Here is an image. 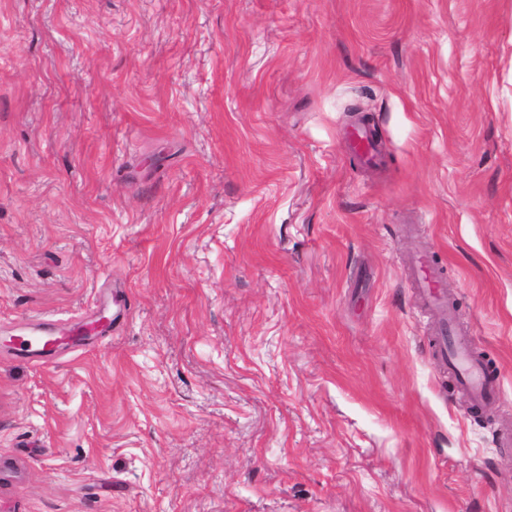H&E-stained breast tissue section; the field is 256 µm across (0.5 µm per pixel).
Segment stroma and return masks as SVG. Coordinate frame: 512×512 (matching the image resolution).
Returning <instances> with one entry per match:
<instances>
[{
    "mask_svg": "<svg viewBox=\"0 0 512 512\" xmlns=\"http://www.w3.org/2000/svg\"><path fill=\"white\" fill-rule=\"evenodd\" d=\"M0 512H512V0H0ZM352 145L356 155L367 163H374L379 156L376 142L363 128H357L353 133ZM413 283L423 304L438 315L441 334L435 343L436 352L448 365L460 387L473 406L493 405L500 392V380L479 359L473 350L468 333L456 325L455 314L441 288V275L431 266V259L420 254L413 259ZM15 350L22 354L38 353L44 357H50L57 347V342L62 336H14Z\"/></svg>",
    "mask_w": 512,
    "mask_h": 512,
    "instance_id": "stroma-1",
    "label": "stroma"
}]
</instances>
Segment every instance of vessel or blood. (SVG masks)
I'll return each instance as SVG.
<instances>
[{
  "mask_svg": "<svg viewBox=\"0 0 512 512\" xmlns=\"http://www.w3.org/2000/svg\"><path fill=\"white\" fill-rule=\"evenodd\" d=\"M352 145L357 156L365 162L376 161L379 150L367 131L356 129ZM413 267V283L419 299L439 318L442 335L435 343L439 358L453 372L460 389L473 406L493 405L499 396L500 380L476 355L467 333L457 327L453 308L440 285L439 271L432 267L430 258L424 254L414 258ZM57 342L53 335L19 336L15 339V349L22 354L37 353L48 357L55 351Z\"/></svg>",
  "mask_w": 512,
  "mask_h": 512,
  "instance_id": "1",
  "label": "vessel or blood"
}]
</instances>
